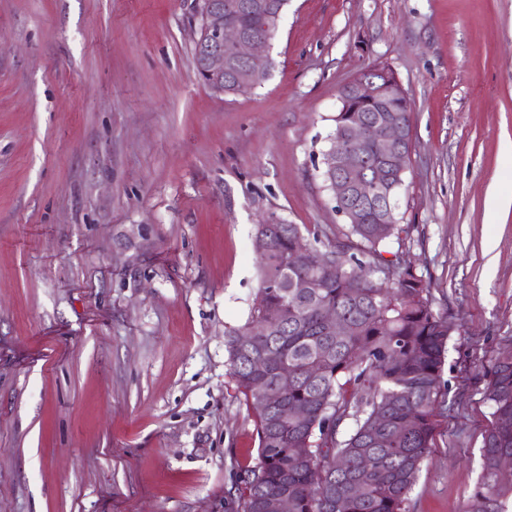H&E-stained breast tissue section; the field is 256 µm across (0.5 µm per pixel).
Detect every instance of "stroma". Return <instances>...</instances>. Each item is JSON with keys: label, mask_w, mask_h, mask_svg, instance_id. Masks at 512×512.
I'll list each match as a JSON object with an SVG mask.
<instances>
[{"label": "stroma", "mask_w": 512, "mask_h": 512, "mask_svg": "<svg viewBox=\"0 0 512 512\" xmlns=\"http://www.w3.org/2000/svg\"><path fill=\"white\" fill-rule=\"evenodd\" d=\"M194 0H0V512H236L258 461L225 335L256 224L335 239L338 94L388 63L412 104L384 249L455 325L406 512H468L512 350V0H288L261 87L195 71Z\"/></svg>", "instance_id": "1"}]
</instances>
